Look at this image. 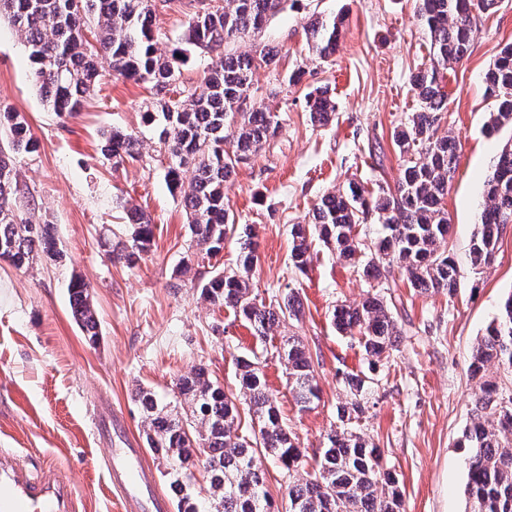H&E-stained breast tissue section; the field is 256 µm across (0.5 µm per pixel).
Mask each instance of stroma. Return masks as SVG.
<instances>
[{
  "label": "stroma",
  "mask_w": 512,
  "mask_h": 512,
  "mask_svg": "<svg viewBox=\"0 0 512 512\" xmlns=\"http://www.w3.org/2000/svg\"><path fill=\"white\" fill-rule=\"evenodd\" d=\"M211 0H161L156 11L157 47L165 52L180 38L192 14ZM343 16L338 47L328 60L309 50L303 25L311 14ZM512 43V0L478 15L462 65L444 74L448 110L439 131L452 133L459 169L448 185L445 207L450 232L444 244L459 266V288L420 291L398 269L387 272L378 292L403 332L398 352L376 366L373 403L356 430L382 453L402 493L404 512H464V431L476 388L468 367L472 352L501 299L512 292V224L502 232L491 265L473 273L470 241L483 204V184L512 127L487 135L492 110L482 77L501 49ZM272 44L281 51L277 70L253 77L255 101L277 108L278 138L240 164L224 195L238 223L257 229V261L249 274L259 296L296 289L302 315L260 343L249 326L199 297L200 285L218 268L234 266L238 245L227 239L210 257L192 246L180 191L166 166L127 162L119 166L100 152L102 130L144 128L146 88L104 72L94 94L77 112H51L29 78L27 50L14 27L0 22V105L25 115L36 143L20 156L23 191L16 207L33 221L55 224L63 262L37 261L18 269L0 260V448L26 461L51 460L77 484L81 512H124L104 466L125 444L144 447L136 388L171 394L173 382L205 365L226 393H237L235 360L264 352L267 384L284 425L302 450L300 471L313 470L326 434L336 422L345 391L342 375L367 370L357 343L337 333L335 305L357 304L371 294L362 269L315 245L305 270L290 260V229L308 223L321 197L349 181L365 188H394L401 160L391 131L416 108L411 80L430 65L429 38L415 0H287L283 10L237 48ZM302 70L299 85L285 77ZM328 85L336 119L311 124L307 88ZM150 215L153 246L135 267L112 264L98 246L102 227H119L124 207ZM91 286L101 336L88 346L69 308L72 277ZM300 337L318 359L321 399L296 405L288 391L277 348ZM104 404L115 410L124 434H94L88 413Z\"/></svg>",
  "instance_id": "1"
}]
</instances>
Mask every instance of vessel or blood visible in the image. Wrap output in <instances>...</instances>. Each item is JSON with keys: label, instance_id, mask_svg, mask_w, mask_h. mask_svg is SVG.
Returning a JSON list of instances; mask_svg holds the SVG:
<instances>
[{"label": "vessel or blood", "instance_id": "vessel-or-blood-1", "mask_svg": "<svg viewBox=\"0 0 512 512\" xmlns=\"http://www.w3.org/2000/svg\"><path fill=\"white\" fill-rule=\"evenodd\" d=\"M106 470L114 491L124 494L128 512H168V499L140 464V451L122 449ZM78 492L57 464L35 466L14 450L0 448V512H77Z\"/></svg>", "mask_w": 512, "mask_h": 512}]
</instances>
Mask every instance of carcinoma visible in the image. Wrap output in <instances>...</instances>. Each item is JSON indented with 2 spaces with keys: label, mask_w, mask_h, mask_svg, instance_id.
I'll use <instances>...</instances> for the list:
<instances>
[{
  "label": "carcinoma",
  "mask_w": 512,
  "mask_h": 512,
  "mask_svg": "<svg viewBox=\"0 0 512 512\" xmlns=\"http://www.w3.org/2000/svg\"><path fill=\"white\" fill-rule=\"evenodd\" d=\"M284 0H224L188 18L178 45L170 54H157L154 4L151 0H84L83 11L72 0H0V18L21 37L31 61L30 81L52 111H78L96 88L98 59L109 60L113 73L146 85L153 101L144 113L145 125L167 157V177L174 189L182 175L192 178L183 201L191 242L207 255L224 249V240L237 235L241 250L235 268L215 272L202 286L200 297L232 311L234 318L267 340L273 331L299 320L296 293L264 299L252 293L249 272L255 256L253 225L236 223L224 198V182L239 165L270 145L281 128L280 115L261 104L239 103L252 95V75L265 66L275 68L277 47L265 44L240 52L239 38L261 30L283 9ZM498 0H418V16L430 36L429 68L412 79L416 110L393 128L392 140L402 159L394 190L374 192L351 181L338 193L323 196L312 211L311 223L290 230L292 265L304 269L317 240L342 259L363 266L379 279L381 265L366 253L394 263L414 288L422 291L458 288L454 258L442 249L449 233L444 198L459 167L455 137L438 134L447 96L441 71L469 55L474 13L497 7ZM310 49L323 59L336 52L341 22L313 17L304 26ZM216 54L205 71L204 88L182 82V66L190 56ZM486 94L495 108L486 121L491 135L512 126V44L504 47L483 75ZM310 121L326 126L336 119L328 87L304 95ZM35 150L25 115L0 106V259L17 268L43 258H61L54 225L34 223L16 210L20 193L16 157ZM101 152L120 165L145 156L142 133L107 129L101 132ZM486 204L469 248L471 268L479 274L494 258L498 239L512 224V142L503 146L484 185ZM376 216L381 231L364 251L354 235L356 225ZM127 228L106 229L100 247L113 262L130 267L149 252L153 225L138 208L126 210ZM72 317L89 344L99 340L100 323L89 286L82 279L68 285ZM332 322L342 336L358 337L364 354L379 360L398 350L402 331L383 301L370 296L354 307L340 304ZM288 389L305 407L320 400L316 366L297 336L283 343ZM493 364L499 378L485 379ZM239 398L227 396L208 369L199 365L178 377L175 397L187 409L178 411L144 388L135 392L147 447L163 461L169 488L178 497L179 512H197L180 475L204 463L212 488L220 492L216 512H401L402 499L395 476L381 465L378 449L352 431L367 410L378 383L370 375L343 377L346 399L337 408L338 425L327 434L313 471L288 481L286 498L275 504L266 483L264 458L271 456L291 474L301 464L295 437L281 423L257 354L236 359ZM471 377L479 379L464 432L467 458L466 512H512V294L472 355ZM246 412H240L236 400Z\"/></svg>",
  "instance_id": "cac0c4a2"
}]
</instances>
